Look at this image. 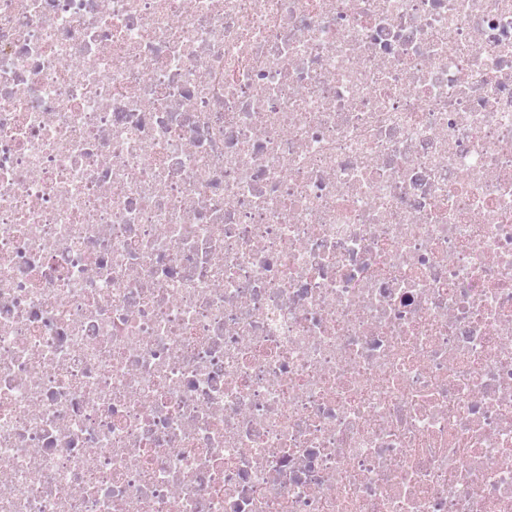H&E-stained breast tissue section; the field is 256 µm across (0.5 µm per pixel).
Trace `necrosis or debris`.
Returning a JSON list of instances; mask_svg holds the SVG:
<instances>
[{
  "label": "necrosis or debris",
  "instance_id": "necrosis-or-debris-1",
  "mask_svg": "<svg viewBox=\"0 0 512 512\" xmlns=\"http://www.w3.org/2000/svg\"><path fill=\"white\" fill-rule=\"evenodd\" d=\"M0 512H512V0H0Z\"/></svg>",
  "mask_w": 512,
  "mask_h": 512
}]
</instances>
